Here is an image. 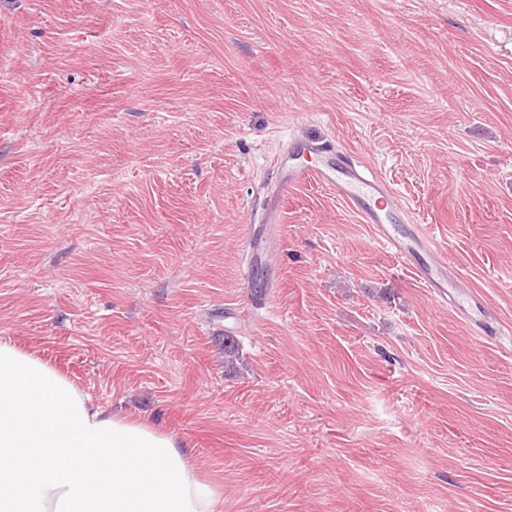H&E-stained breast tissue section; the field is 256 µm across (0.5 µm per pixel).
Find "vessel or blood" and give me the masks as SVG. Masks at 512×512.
Listing matches in <instances>:
<instances>
[{
	"mask_svg": "<svg viewBox=\"0 0 512 512\" xmlns=\"http://www.w3.org/2000/svg\"><path fill=\"white\" fill-rule=\"evenodd\" d=\"M305 151L317 155L311 165L283 164L278 173L276 192L267 202L265 223L251 226L244 245V278L253 281L257 267L268 266L279 249L275 213L288 190L314 182L325 186L370 224L375 241L396 257L414 262L424 284L431 288L440 303L455 308L487 336L497 335V327L481 313L475 295L462 288L434 245L426 226L414 223L409 212L390 190L387 183L368 170L360 161L336 151L332 143L307 140Z\"/></svg>",
	"mask_w": 512,
	"mask_h": 512,
	"instance_id": "obj_1",
	"label": "vessel or blood"
}]
</instances>
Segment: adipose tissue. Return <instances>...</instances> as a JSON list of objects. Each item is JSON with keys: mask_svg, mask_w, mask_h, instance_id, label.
Here are the masks:
<instances>
[{"mask_svg": "<svg viewBox=\"0 0 512 512\" xmlns=\"http://www.w3.org/2000/svg\"><path fill=\"white\" fill-rule=\"evenodd\" d=\"M186 442L0 342V512H221Z\"/></svg>", "mask_w": 512, "mask_h": 512, "instance_id": "obj_1", "label": "adipose tissue"}]
</instances>
